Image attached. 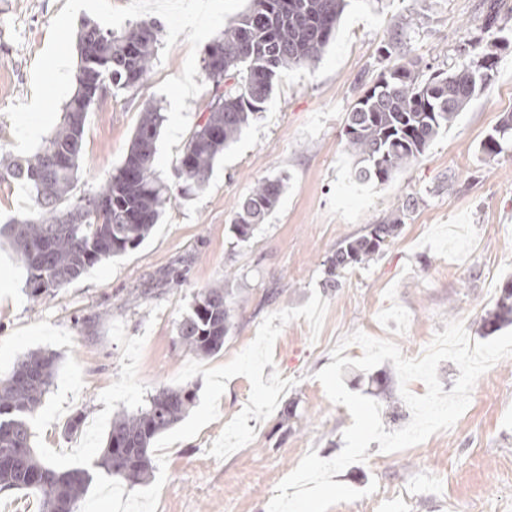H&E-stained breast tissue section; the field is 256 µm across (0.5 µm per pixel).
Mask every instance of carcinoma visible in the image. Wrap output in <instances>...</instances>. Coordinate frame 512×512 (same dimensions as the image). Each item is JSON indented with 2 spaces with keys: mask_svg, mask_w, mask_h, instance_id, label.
Returning a JSON list of instances; mask_svg holds the SVG:
<instances>
[{
  "mask_svg": "<svg viewBox=\"0 0 512 512\" xmlns=\"http://www.w3.org/2000/svg\"><path fill=\"white\" fill-rule=\"evenodd\" d=\"M346 0H252L251 7L224 28L206 48L204 69L214 83L227 81L185 144L175 179L185 192L202 188L215 160L233 143L264 104L282 71L313 67L334 37ZM157 26L139 25L123 34L87 23L78 46L76 89L63 107V120L40 148L24 159L0 161V181L30 191L35 209L0 227L28 272L31 295H50L78 279L93 265L137 248L171 203L170 187L153 167L164 117L156 107L141 113L121 166L100 188L70 201L79 168L87 112L96 97L137 87L155 58ZM482 51L458 69L422 78L406 61L382 71L348 113L343 137L355 157L356 180L386 184L424 155L473 98L492 82L500 39H476ZM488 159L512 153V113L481 142ZM284 179L261 181L236 205L233 232L247 241L276 207ZM401 216L370 224L323 261L327 284L339 286L343 273L375 259L393 238ZM231 302L218 283L197 293L179 324L183 348L211 355L224 346ZM512 324V279L506 281L494 310L483 321L484 334ZM57 356L31 352L13 373L0 379V489L37 496L39 512H74L93 480L85 468L59 471L37 457L30 420L52 384ZM194 402L189 388H166L148 404L112 420L106 447L95 467L131 486L152 472L151 442L187 413Z\"/></svg>",
  "mask_w": 512,
  "mask_h": 512,
  "instance_id": "carcinoma-1",
  "label": "carcinoma"
}]
</instances>
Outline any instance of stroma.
I'll use <instances>...</instances> for the list:
<instances>
[{"mask_svg": "<svg viewBox=\"0 0 512 512\" xmlns=\"http://www.w3.org/2000/svg\"><path fill=\"white\" fill-rule=\"evenodd\" d=\"M488 2L350 0L317 67L282 76L202 189L173 188L171 206L137 248L51 295L33 299L24 263L0 245V378L29 352L58 357L31 420L38 457L63 470L90 467L113 415L164 388L195 392L188 413L154 439L146 484L95 476L75 512H267L308 450L329 460L344 446L352 417L315 378L339 339L359 330L406 353L459 321L480 341L512 277V155L489 160L479 151L512 113V49L491 84L389 183L355 180L342 130L367 85L400 56L423 73L461 66ZM65 4L0 0V159L16 155L5 111L30 102L35 61ZM395 31L401 45L384 52ZM191 53L178 38L137 89L92 104L74 195L94 192L121 165L145 107L168 111L158 86L180 75ZM268 177L285 178L284 193L253 237L237 241L235 204ZM410 197L417 204L384 252L340 287H324L326 256ZM217 282L236 307L223 348L199 356L183 349L178 325ZM343 379L380 404L385 431L410 421L391 362L344 367ZM76 416L78 431L67 432ZM334 480L357 490L377 481L389 492L384 512H512V357L477 380L451 429L394 453L371 442L366 461Z\"/></svg>", "mask_w": 512, "mask_h": 512, "instance_id": "1", "label": "stroma"}]
</instances>
